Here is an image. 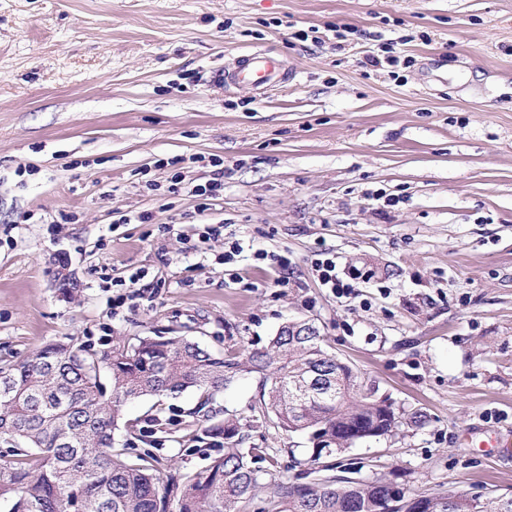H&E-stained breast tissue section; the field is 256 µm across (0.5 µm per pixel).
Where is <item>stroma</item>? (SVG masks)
Returning a JSON list of instances; mask_svg holds the SVG:
<instances>
[{"label": "stroma", "mask_w": 512, "mask_h": 512, "mask_svg": "<svg viewBox=\"0 0 512 512\" xmlns=\"http://www.w3.org/2000/svg\"><path fill=\"white\" fill-rule=\"evenodd\" d=\"M335 26L341 45L307 37ZM389 39L411 66L363 68ZM254 49L287 80L219 82ZM214 179L217 198L184 189ZM202 224L243 253L224 263ZM4 227L0 367L69 336L182 335L243 361L309 319L399 416L349 450L361 477L512 494V0H0ZM326 250L361 270L352 296L319 284ZM262 394L244 372L213 408L292 478L308 437ZM198 399L127 403L119 446L205 465Z\"/></svg>", "instance_id": "35a3bbf8"}]
</instances>
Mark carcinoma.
I'll use <instances>...</instances> for the list:
<instances>
[{"label": "carcinoma", "instance_id": "carcinoma-1", "mask_svg": "<svg viewBox=\"0 0 512 512\" xmlns=\"http://www.w3.org/2000/svg\"><path fill=\"white\" fill-rule=\"evenodd\" d=\"M300 326L275 334L240 364L186 336L121 338L89 353L74 338L54 341L0 370V444L24 448L0 460V502L9 512H245L266 470L263 448L242 447L234 421L203 412L242 371L258 373L267 388L268 419L290 434H344L345 442L309 449V468L276 483L271 512H413L410 495L392 496L391 483L328 476L311 478L325 458L355 445L347 433L386 435L395 410L356 389L358 376ZM106 370L112 393L101 381ZM201 394L190 413L197 442L224 449L197 470L166 479L154 473L155 454L134 458L115 446L121 407L143 397ZM452 507L437 512H512V496L473 497L459 488L441 494Z\"/></svg>", "mask_w": 512, "mask_h": 512}]
</instances>
